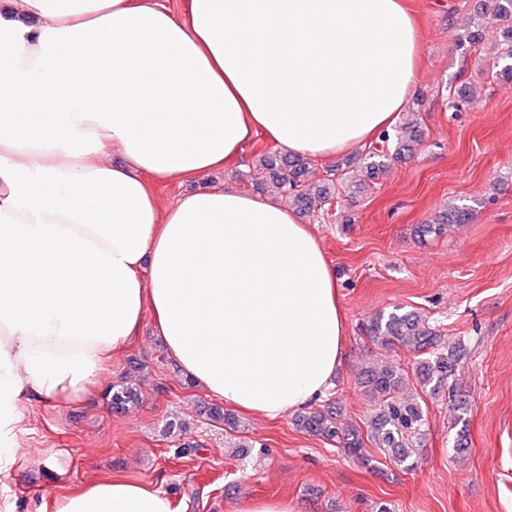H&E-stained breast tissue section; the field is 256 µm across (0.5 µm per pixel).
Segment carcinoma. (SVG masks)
Masks as SVG:
<instances>
[{
  "label": "carcinoma",
  "instance_id": "carcinoma-1",
  "mask_svg": "<svg viewBox=\"0 0 512 512\" xmlns=\"http://www.w3.org/2000/svg\"><path fill=\"white\" fill-rule=\"evenodd\" d=\"M478 2L471 29L461 37V43L466 51L484 56L491 76L512 79V0ZM422 140L421 122L412 119L364 147L358 157L365 165L368 181L373 184L387 176L394 161L413 152ZM347 167V162L330 166L318 178L303 158L262 153L257 156L256 168L262 170L265 179L254 186L263 191L272 184L292 208L310 215L360 193L363 184L352 180ZM469 217V208L454 205L439 212L434 223L419 226L417 233L427 235L465 224ZM363 334L385 351L397 348L417 353L415 370L409 373L401 364L389 362L359 372L360 388L376 404L374 413L362 424L343 421L334 398L300 412L295 424L308 435L336 444L347 455L367 461V447L371 446L409 470L417 462L425 435L424 397L434 398L444 391L460 361L457 347L417 311L396 309L379 315L364 326ZM107 398L112 410L126 413L138 404L139 393L123 378L112 385ZM202 416L231 430L240 427L237 417L219 406H203Z\"/></svg>",
  "mask_w": 512,
  "mask_h": 512
}]
</instances>
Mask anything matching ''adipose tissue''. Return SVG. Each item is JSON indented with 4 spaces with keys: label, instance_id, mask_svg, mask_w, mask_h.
I'll return each mask as SVG.
<instances>
[{
    "label": "adipose tissue",
    "instance_id": "obj_1",
    "mask_svg": "<svg viewBox=\"0 0 512 512\" xmlns=\"http://www.w3.org/2000/svg\"><path fill=\"white\" fill-rule=\"evenodd\" d=\"M404 0H0V470L24 403L97 384L144 323L187 381L269 420L344 356L333 266L295 212L232 187L162 205L260 133L327 160L415 91ZM55 512H178L122 479ZM151 186L164 205L175 202L185 191L195 189L197 185L182 183L173 179L166 182H156L151 179Z\"/></svg>",
    "mask_w": 512,
    "mask_h": 512
}]
</instances>
